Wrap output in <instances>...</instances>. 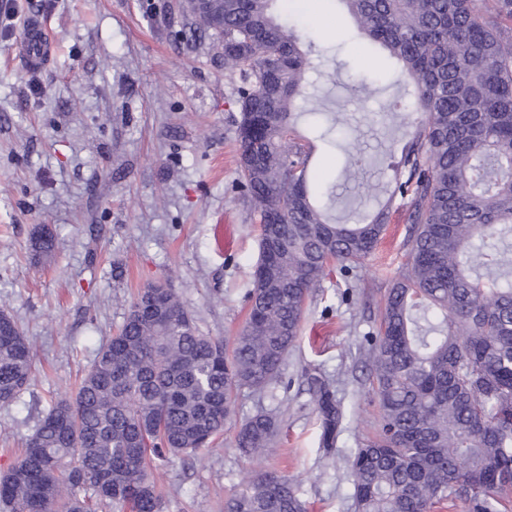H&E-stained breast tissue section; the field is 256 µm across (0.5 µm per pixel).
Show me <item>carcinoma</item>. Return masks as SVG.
Listing matches in <instances>:
<instances>
[{"label":"carcinoma","instance_id":"cac0c4a2","mask_svg":"<svg viewBox=\"0 0 512 512\" xmlns=\"http://www.w3.org/2000/svg\"><path fill=\"white\" fill-rule=\"evenodd\" d=\"M277 0L187 4L188 45L213 31L240 80L237 189L259 216L249 312L231 344L202 333L174 289L145 288L97 351L74 400L43 412L0 475V512H162L149 462L213 447L239 393L261 391L295 346L312 289L372 254L392 199L408 212L406 261L364 337L378 438L355 449V512H502L512 490V0H340L359 32L401 64L422 114L388 183L389 199L344 224L308 192L297 101L315 66ZM30 341L0 311V402L19 398ZM321 444L343 417L329 382L309 380ZM277 418L258 411L235 434L255 458ZM224 512H305L286 474L262 471Z\"/></svg>","mask_w":512,"mask_h":512}]
</instances>
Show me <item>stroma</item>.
Returning <instances> with one entry per match:
<instances>
[{"instance_id": "1", "label": "stroma", "mask_w": 512, "mask_h": 512, "mask_svg": "<svg viewBox=\"0 0 512 512\" xmlns=\"http://www.w3.org/2000/svg\"><path fill=\"white\" fill-rule=\"evenodd\" d=\"M283 15L314 44L316 93L340 112L339 131L365 174L343 154L298 130L311 147L316 198H333L342 219L363 213L365 185H386L412 127L388 112L411 96L399 65L362 39L339 0H281ZM49 25L56 53L38 69L17 54L29 16ZM186 0H15L0 14V310L28 337V389L0 402V474L24 447L51 402L74 396L97 350L122 325L131 298L164 281L209 335L232 340L248 311L260 227L236 185V76L209 36L189 48L177 37ZM234 227L221 249L216 224ZM57 247L41 258L42 228ZM407 212L393 204L378 249L354 270L349 296L326 277L307 301L299 340L274 384L242 391L236 417L278 415L276 449L242 457L227 427L215 448L152 471L164 512H224L225 499L255 472L293 480L306 512H355L352 450L372 440L379 409L365 382L364 335L380 322L383 298L405 260ZM320 373L344 408L336 445H320L308 376Z\"/></svg>"}]
</instances>
